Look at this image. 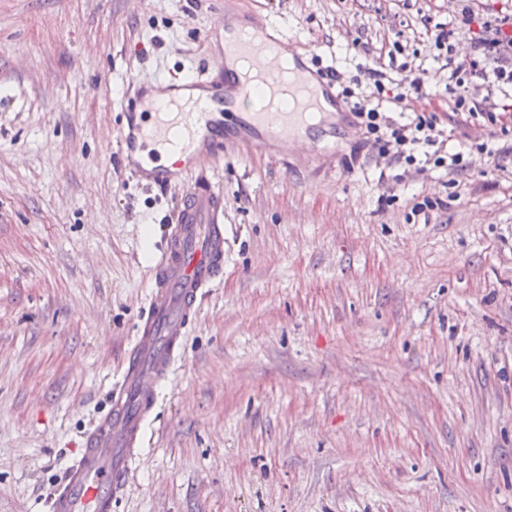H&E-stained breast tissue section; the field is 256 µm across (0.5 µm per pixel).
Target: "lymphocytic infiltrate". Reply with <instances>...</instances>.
<instances>
[{
    "mask_svg": "<svg viewBox=\"0 0 512 512\" xmlns=\"http://www.w3.org/2000/svg\"><path fill=\"white\" fill-rule=\"evenodd\" d=\"M433 46L434 60L448 72V85L456 92L454 112L461 116H479L491 127L507 130L512 125V11L498 14L494 21L478 20L468 10L455 21L426 25ZM471 41L469 57H459L456 45L461 35ZM480 75L484 95L473 94L468 87L471 75ZM369 85L397 106L409 109L427 96L423 76L403 83H387V67L376 62L365 72ZM355 124L364 135L382 142L385 152L396 161L416 165L425 157L434 167L461 172L466 168L463 152L446 149L445 127L436 113L422 111L405 123L390 119L375 106H361L354 114Z\"/></svg>",
    "mask_w": 512,
    "mask_h": 512,
    "instance_id": "f902f5d3",
    "label": "lymphocytic infiltrate"
}]
</instances>
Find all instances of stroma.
<instances>
[{
  "label": "stroma",
  "mask_w": 512,
  "mask_h": 512,
  "mask_svg": "<svg viewBox=\"0 0 512 512\" xmlns=\"http://www.w3.org/2000/svg\"><path fill=\"white\" fill-rule=\"evenodd\" d=\"M480 0H0V512L48 497L108 404L149 252L189 183L135 185L132 82L224 52V13L284 22L358 79L399 42L454 96L422 18ZM337 124L287 160L210 158L222 282L200 299L113 512H512V160L380 179ZM447 199L423 215V197Z\"/></svg>",
  "instance_id": "35a3bbf8"
}]
</instances>
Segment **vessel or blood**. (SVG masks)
<instances>
[{"label": "vessel or blood", "instance_id": "vessel-or-blood-1", "mask_svg": "<svg viewBox=\"0 0 512 512\" xmlns=\"http://www.w3.org/2000/svg\"><path fill=\"white\" fill-rule=\"evenodd\" d=\"M256 108L242 105L244 96ZM119 134L125 168L139 183L168 186L194 176L174 224L151 253L154 276L108 410L52 491L49 512H112L142 454L154 408L196 314L224 274V193L202 168L242 144L271 152L310 142L328 108L339 107L333 74L311 69L288 31L224 21V52L211 71L135 85ZM178 154L175 167L158 164Z\"/></svg>", "mask_w": 512, "mask_h": 512}]
</instances>
